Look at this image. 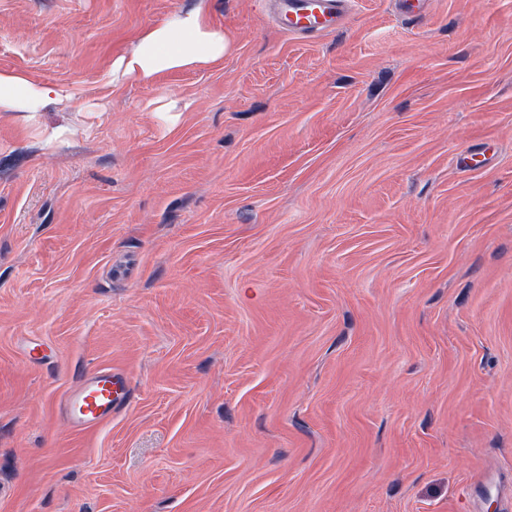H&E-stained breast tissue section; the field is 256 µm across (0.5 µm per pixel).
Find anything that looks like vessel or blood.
Here are the masks:
<instances>
[{
	"label": "vessel or blood",
	"instance_id": "vessel-or-blood-1",
	"mask_svg": "<svg viewBox=\"0 0 512 512\" xmlns=\"http://www.w3.org/2000/svg\"><path fill=\"white\" fill-rule=\"evenodd\" d=\"M349 0H270V11L280 27L299 37H313L339 28ZM127 398L123 376L105 370L85 380L71 395L66 414L76 430L100 424Z\"/></svg>",
	"mask_w": 512,
	"mask_h": 512
}]
</instances>
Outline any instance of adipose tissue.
Here are the masks:
<instances>
[{"label":"adipose tissue","instance_id":"adipose-tissue-1","mask_svg":"<svg viewBox=\"0 0 512 512\" xmlns=\"http://www.w3.org/2000/svg\"><path fill=\"white\" fill-rule=\"evenodd\" d=\"M231 49L229 37L213 28L200 5L147 28L135 48L113 63L112 76L149 81L165 72L206 69L222 62ZM60 97L58 90L34 83L24 73L0 72V112H22L33 120Z\"/></svg>","mask_w":512,"mask_h":512}]
</instances>
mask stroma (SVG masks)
I'll return each instance as SVG.
<instances>
[{
    "mask_svg": "<svg viewBox=\"0 0 512 512\" xmlns=\"http://www.w3.org/2000/svg\"><path fill=\"white\" fill-rule=\"evenodd\" d=\"M351 2L145 83L197 0H0V512H512V0ZM231 49L229 37L213 28L199 4L147 28L135 48L112 64V78L150 81L165 72L206 69L222 62ZM61 98V93L47 85L29 80L22 72H0V112H24L30 121ZM127 398L125 378L112 370L100 371L85 380L66 404V415L73 428L84 431L112 416Z\"/></svg>",
    "mask_w": 512,
    "mask_h": 512,
    "instance_id": "obj_1",
    "label": "stroma"
}]
</instances>
